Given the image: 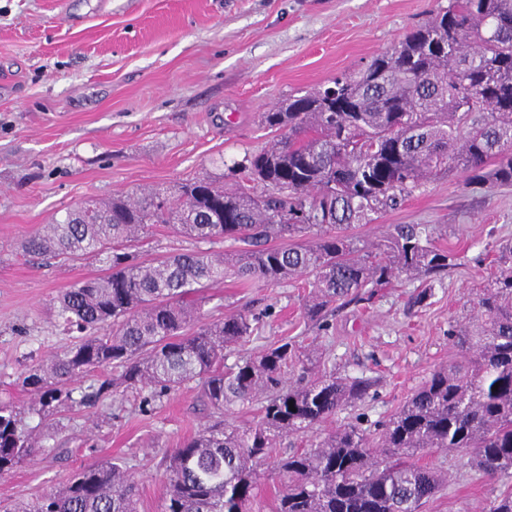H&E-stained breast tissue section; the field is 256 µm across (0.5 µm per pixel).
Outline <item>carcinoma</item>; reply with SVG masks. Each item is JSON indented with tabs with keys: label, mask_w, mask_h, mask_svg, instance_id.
I'll use <instances>...</instances> for the list:
<instances>
[{
	"label": "carcinoma",
	"mask_w": 512,
	"mask_h": 512,
	"mask_svg": "<svg viewBox=\"0 0 512 512\" xmlns=\"http://www.w3.org/2000/svg\"><path fill=\"white\" fill-rule=\"evenodd\" d=\"M261 120L279 138L237 164L232 186L203 176L84 202L26 241L29 254L89 256L105 271L54 301L76 341L18 377L28 412L49 427L60 406L94 409L130 391L147 407L185 388L198 390L211 415L258 403L249 423L205 424L169 449L161 512H249L267 483L269 512H422L448 481L409 461L423 450L465 452L483 476L511 475V240L476 314L449 325L458 360L434 369L378 431L349 422L285 454L284 438L364 401L373 380L322 373L312 352L286 339L226 367L224 352L253 336L260 317L210 320L203 308L227 275L270 284L313 277L303 305L312 321L339 303H368L373 289L403 276L441 279L455 253L437 244L433 227L395 224L377 242L345 231L455 169L467 185L512 186V0H450L359 75L294 96ZM155 224L248 249L140 261L132 243ZM306 235L300 246H266ZM99 369L111 373L83 387ZM41 451L25 412L1 399L0 474ZM137 504L127 467L106 459L12 512H138Z\"/></svg>",
	"instance_id": "obj_1"
}]
</instances>
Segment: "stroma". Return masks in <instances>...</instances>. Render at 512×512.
Returning a JSON list of instances; mask_svg holds the SVG:
<instances>
[{
	"label": "stroma",
	"mask_w": 512,
	"mask_h": 512,
	"mask_svg": "<svg viewBox=\"0 0 512 512\" xmlns=\"http://www.w3.org/2000/svg\"><path fill=\"white\" fill-rule=\"evenodd\" d=\"M448 0H0V391L19 373L67 345L53 300L76 281L101 275L91 258L61 263L22 245L67 209L120 191L162 189L210 176L278 137L260 115L334 77L360 72ZM395 224H429L456 264L440 282L399 279L371 304L347 305L327 326L302 313L293 283L234 277L211 288L208 317L243 309L262 315L243 353L288 339L316 351L338 374L375 378L358 407L364 428L388 420L437 367L458 357L450 322L475 312L476 292L496 271L512 239V186L474 187L460 172L426 183L352 235L376 241ZM206 241L153 226L136 252L150 259L209 249ZM430 295L411 305L422 289ZM46 451L0 476V508L62 486L92 462L119 458L135 478L139 512H159L163 457L207 423L197 393L186 390L141 407L134 394L105 399L96 411L60 409ZM416 462L451 479L422 512H487L512 477L487 479L462 452H419Z\"/></svg>",
	"instance_id": "1"
}]
</instances>
